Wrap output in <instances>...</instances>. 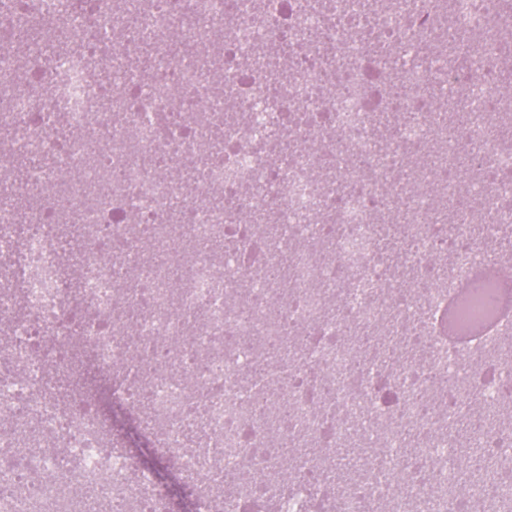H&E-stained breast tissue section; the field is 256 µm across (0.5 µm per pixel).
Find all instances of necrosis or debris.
<instances>
[{
	"mask_svg": "<svg viewBox=\"0 0 512 512\" xmlns=\"http://www.w3.org/2000/svg\"><path fill=\"white\" fill-rule=\"evenodd\" d=\"M85 2L0 0L4 17H67L73 42L53 65L28 46L33 78L23 87L16 54L0 50V125L9 124L8 155L25 161L38 200L36 216L22 220L0 167V317L15 321L0 350V512H57L63 499L67 512H165L146 490L150 476L129 479L100 413L74 387L75 335L114 377L113 400L188 474L197 512H279L275 437L295 443L303 512L332 503L339 512H447L459 499L500 512L512 481L500 482L493 503L484 482L457 481L447 426L449 412L481 396L486 426L466 450L486 457L503 401L476 382L483 363L512 367V263L496 248L512 235V142L499 134L498 93L512 51L493 0H454V25L488 35L467 77L410 60L391 79L361 42L411 56L437 33L433 0H99L110 35L95 44L84 36ZM228 19L233 40L213 49ZM173 36L187 54L177 70L166 65ZM144 46L149 83L128 82L116 96L93 79L98 66L130 70ZM76 80L85 90L77 108L66 94ZM397 83L409 92L401 105ZM430 83L463 89L466 124L430 110ZM173 85L186 111L171 101ZM50 126L87 135L51 137ZM170 165L190 170L194 189L168 179ZM61 166L78 178L60 185ZM61 200L82 228L68 257ZM78 270L84 315L75 320L63 311ZM478 284L492 291L484 333L440 335L435 313ZM277 294L285 302L274 320ZM384 325L424 346L412 365L385 371L393 409L373 392L374 355L362 342ZM133 352L143 371L122 370ZM461 362L444 400L432 378ZM48 440L68 455L40 452ZM354 441L369 453L341 484L335 467L307 454ZM412 460L430 466L432 486L393 492ZM244 465L254 480L236 478Z\"/></svg>",
	"mask_w": 512,
	"mask_h": 512,
	"instance_id": "1",
	"label": "necrosis or debris"
}]
</instances>
